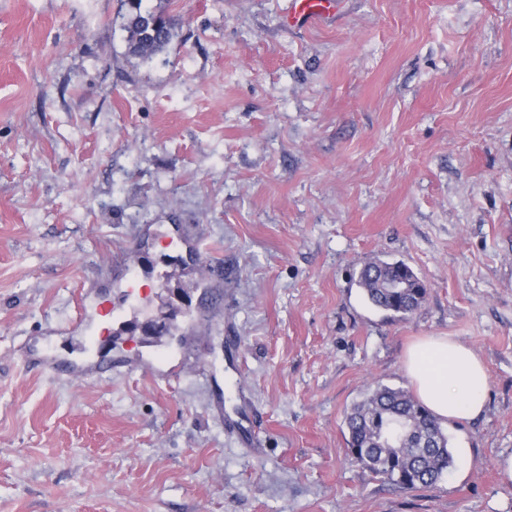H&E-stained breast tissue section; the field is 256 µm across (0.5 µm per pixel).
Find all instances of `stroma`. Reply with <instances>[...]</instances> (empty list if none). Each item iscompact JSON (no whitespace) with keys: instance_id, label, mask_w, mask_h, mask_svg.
<instances>
[{"instance_id":"35a3bbf8","label":"stroma","mask_w":512,"mask_h":512,"mask_svg":"<svg viewBox=\"0 0 512 512\" xmlns=\"http://www.w3.org/2000/svg\"><path fill=\"white\" fill-rule=\"evenodd\" d=\"M143 0L175 37L129 56L120 0H0V512H512V0ZM222 268L209 308L191 238ZM154 269L138 310L117 250ZM401 261L392 321L357 288ZM471 347L475 419L404 490L351 461L344 413L410 388L408 346ZM111 377L57 379L25 349ZM262 442L224 432L240 392ZM338 0H292L288 22L297 25L318 19L324 21L334 15ZM392 280H400L404 288H388ZM357 282L374 308L398 321L409 319L427 295V288H418L415 273L403 262L372 260L361 268Z\"/></svg>"}]
</instances>
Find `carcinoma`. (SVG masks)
Segmentation results:
<instances>
[{"label": "carcinoma", "mask_w": 512, "mask_h": 512, "mask_svg": "<svg viewBox=\"0 0 512 512\" xmlns=\"http://www.w3.org/2000/svg\"><path fill=\"white\" fill-rule=\"evenodd\" d=\"M121 0L127 53L149 59L164 51L174 33L168 17ZM358 286L387 317L404 321L425 301L415 273L402 262L375 259L361 268ZM351 460L403 489L436 484L452 463L441 423L407 391L377 385L345 415Z\"/></svg>", "instance_id": "carcinoma-1"}]
</instances>
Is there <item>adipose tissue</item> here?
Returning a JSON list of instances; mask_svg holds the SVG:
<instances>
[{
    "instance_id": "adipose-tissue-1",
    "label": "adipose tissue",
    "mask_w": 512,
    "mask_h": 512,
    "mask_svg": "<svg viewBox=\"0 0 512 512\" xmlns=\"http://www.w3.org/2000/svg\"><path fill=\"white\" fill-rule=\"evenodd\" d=\"M404 366L418 399L439 420H469L483 411L489 373L464 343L449 336L426 337L408 348Z\"/></svg>"
}]
</instances>
